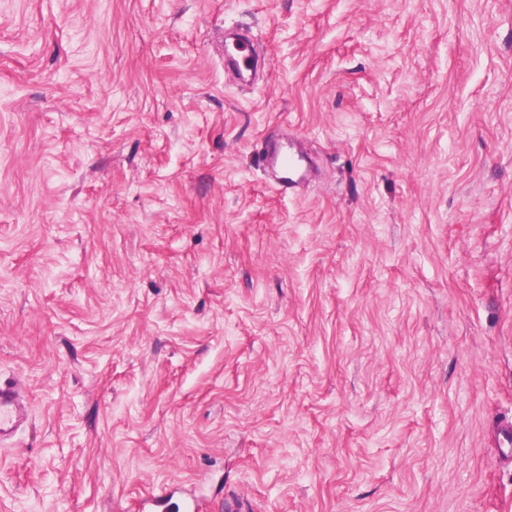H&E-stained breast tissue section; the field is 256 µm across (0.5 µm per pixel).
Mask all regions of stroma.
Here are the masks:
<instances>
[{"label": "stroma", "mask_w": 512, "mask_h": 512, "mask_svg": "<svg viewBox=\"0 0 512 512\" xmlns=\"http://www.w3.org/2000/svg\"><path fill=\"white\" fill-rule=\"evenodd\" d=\"M11 376L0 512H512V0H0ZM227 66L235 70L242 78H252L255 73L254 42L249 38H242L225 49ZM257 163L262 170L271 172L276 189L284 193L293 192L305 177L301 159L288 152L286 146L279 142L267 144L260 151ZM25 419V407L16 384L0 379V442L15 435Z\"/></svg>", "instance_id": "stroma-1"}]
</instances>
